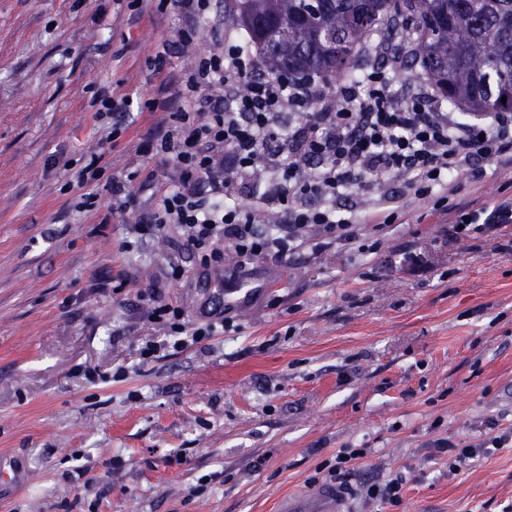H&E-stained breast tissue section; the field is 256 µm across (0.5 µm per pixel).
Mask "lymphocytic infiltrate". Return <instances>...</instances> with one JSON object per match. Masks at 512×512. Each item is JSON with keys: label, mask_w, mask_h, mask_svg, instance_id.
I'll use <instances>...</instances> for the list:
<instances>
[{"label": "lymphocytic infiltrate", "mask_w": 512, "mask_h": 512, "mask_svg": "<svg viewBox=\"0 0 512 512\" xmlns=\"http://www.w3.org/2000/svg\"><path fill=\"white\" fill-rule=\"evenodd\" d=\"M184 26L164 52L189 46L209 18L211 0H159ZM387 64L339 79L327 90L320 79L267 77L236 41L199 57L173 75L177 104L162 100L167 119L150 143L167 156L177 184L158 192L150 213L132 224L134 234L183 231V247L201 253L210 270L232 249L247 260L282 255L316 236L320 247L350 245L359 235L358 214L345 198L369 191L382 178L397 184L372 214L375 229L395 223L403 201L432 203L451 215L448 236L465 227L488 230L512 223V196L477 209L452 205L448 194L459 180L480 181L485 165L512 167V113L489 112L478 121L444 111L433 87L423 83L395 91L400 50H385ZM251 204L243 206V189ZM280 207L281 224L260 231L262 213ZM150 320L168 321L173 349L216 335L224 317L205 314L189 323L180 306H154Z\"/></svg>", "instance_id": "obj_1"}]
</instances>
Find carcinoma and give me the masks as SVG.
Returning a JSON list of instances; mask_svg holds the SVG:
<instances>
[{"label": "carcinoma", "instance_id": "1", "mask_svg": "<svg viewBox=\"0 0 512 512\" xmlns=\"http://www.w3.org/2000/svg\"><path fill=\"white\" fill-rule=\"evenodd\" d=\"M412 57L448 105L478 116L512 112V0H403ZM398 0H239L237 20L274 74L327 80L353 60Z\"/></svg>", "mask_w": 512, "mask_h": 512}]
</instances>
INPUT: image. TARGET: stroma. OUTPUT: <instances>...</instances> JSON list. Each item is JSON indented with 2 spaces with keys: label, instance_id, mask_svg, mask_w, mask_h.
I'll use <instances>...</instances> for the list:
<instances>
[{
  "label": "stroma",
  "instance_id": "1",
  "mask_svg": "<svg viewBox=\"0 0 512 512\" xmlns=\"http://www.w3.org/2000/svg\"><path fill=\"white\" fill-rule=\"evenodd\" d=\"M158 0H0V461L26 485L0 512H274L328 483L344 448L368 454L350 477L357 512H512V442L449 471L428 443L476 444L512 428V225L447 240L430 205L354 244L251 264L249 309L187 349L147 318L149 286L200 316L205 280L166 276L167 237L133 241L168 164L138 152L177 95L167 76L243 37L233 0H212L183 53L182 24ZM132 96L115 133L100 98ZM99 159L130 178L127 214L93 184L76 212L68 182ZM154 181H147V174ZM512 195L487 165L450 203ZM163 343L154 358L140 350ZM402 476L400 505L364 498Z\"/></svg>",
  "mask_w": 512,
  "mask_h": 512
}]
</instances>
